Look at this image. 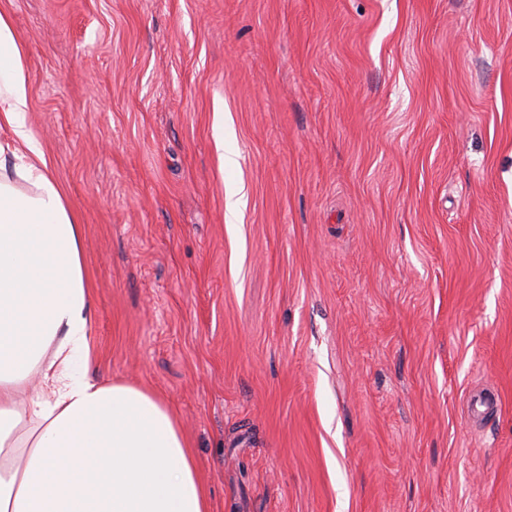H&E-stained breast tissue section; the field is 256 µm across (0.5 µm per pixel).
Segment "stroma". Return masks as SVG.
Wrapping results in <instances>:
<instances>
[{"label":"stroma","mask_w":512,"mask_h":512,"mask_svg":"<svg viewBox=\"0 0 512 512\" xmlns=\"http://www.w3.org/2000/svg\"><path fill=\"white\" fill-rule=\"evenodd\" d=\"M0 13L89 376L171 404L213 512H512V0Z\"/></svg>","instance_id":"obj_1"}]
</instances>
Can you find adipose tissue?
I'll return each mask as SVG.
<instances>
[{"instance_id":"1","label":"adipose tissue","mask_w":512,"mask_h":512,"mask_svg":"<svg viewBox=\"0 0 512 512\" xmlns=\"http://www.w3.org/2000/svg\"><path fill=\"white\" fill-rule=\"evenodd\" d=\"M26 109L23 50L0 14V125L14 134L0 145V512H212L164 399L88 375L80 226Z\"/></svg>"}]
</instances>
